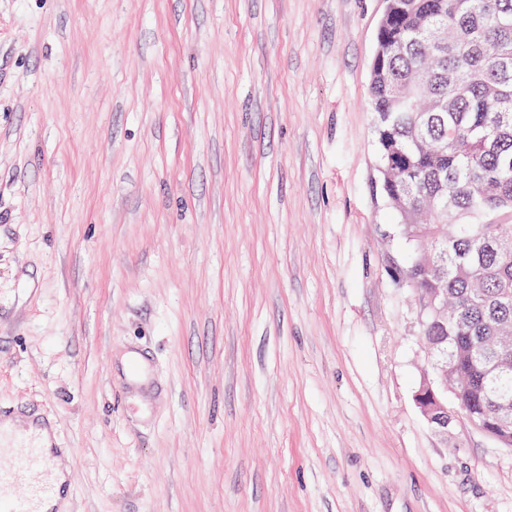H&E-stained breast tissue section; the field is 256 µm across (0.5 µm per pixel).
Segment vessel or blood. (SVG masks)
<instances>
[{
    "mask_svg": "<svg viewBox=\"0 0 512 512\" xmlns=\"http://www.w3.org/2000/svg\"><path fill=\"white\" fill-rule=\"evenodd\" d=\"M54 468L35 435L0 432V512H39V501L54 492Z\"/></svg>",
    "mask_w": 512,
    "mask_h": 512,
    "instance_id": "obj_1",
    "label": "vessel or blood"
}]
</instances>
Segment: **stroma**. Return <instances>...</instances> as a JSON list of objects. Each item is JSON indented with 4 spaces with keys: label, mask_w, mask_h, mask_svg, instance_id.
Segmentation results:
<instances>
[{
    "label": "stroma",
    "mask_w": 512,
    "mask_h": 512,
    "mask_svg": "<svg viewBox=\"0 0 512 512\" xmlns=\"http://www.w3.org/2000/svg\"><path fill=\"white\" fill-rule=\"evenodd\" d=\"M383 10L0 0V412L68 451L61 512H512V450L414 401Z\"/></svg>",
    "instance_id": "obj_1"
}]
</instances>
